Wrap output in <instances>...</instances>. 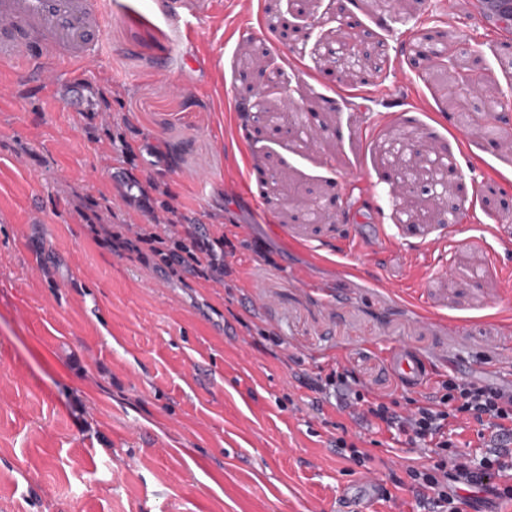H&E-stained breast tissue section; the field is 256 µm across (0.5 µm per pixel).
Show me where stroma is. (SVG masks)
<instances>
[{
    "label": "stroma",
    "mask_w": 512,
    "mask_h": 512,
    "mask_svg": "<svg viewBox=\"0 0 512 512\" xmlns=\"http://www.w3.org/2000/svg\"><path fill=\"white\" fill-rule=\"evenodd\" d=\"M171 2L108 0L83 80L0 69V512H349L370 474L391 497L363 512H425L395 481L428 450L383 431L369 468L343 461L336 439L357 425L336 394L313 410L303 380L337 358L358 390L401 403L449 375L512 385V109L474 111L456 79L504 98L512 25L489 31L482 0H197L188 35ZM291 5L313 29L287 41L275 17ZM349 19L379 41L375 68L317 57ZM426 35L442 64L420 58ZM249 39L265 71L243 66ZM260 87L294 102L273 147ZM401 129L453 160L464 223L401 215L383 154ZM146 142L160 161L121 151ZM133 177L156 184L158 219L171 205L197 233L225 225L234 289L93 238L143 223ZM379 224L377 258L348 261L345 237ZM393 344L420 383L399 379ZM389 358L403 375L418 382L421 378V370L418 362L411 353L402 345H393L388 350Z\"/></svg>",
    "instance_id": "35a3bbf8"
}]
</instances>
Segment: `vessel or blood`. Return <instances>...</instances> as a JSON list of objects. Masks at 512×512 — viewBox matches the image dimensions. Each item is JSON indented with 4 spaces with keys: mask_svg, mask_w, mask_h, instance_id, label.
Here are the masks:
<instances>
[{
    "mask_svg": "<svg viewBox=\"0 0 512 512\" xmlns=\"http://www.w3.org/2000/svg\"><path fill=\"white\" fill-rule=\"evenodd\" d=\"M103 20L102 0H0V66L40 80L64 67L82 78L100 55ZM388 355L404 376L420 380L419 364L404 346H391Z\"/></svg>",
    "mask_w": 512,
    "mask_h": 512,
    "instance_id": "b4317fda",
    "label": "vessel or blood"
}]
</instances>
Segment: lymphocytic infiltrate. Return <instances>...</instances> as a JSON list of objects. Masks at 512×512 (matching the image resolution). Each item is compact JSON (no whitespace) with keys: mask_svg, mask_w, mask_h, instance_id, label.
Masks as SVG:
<instances>
[{"mask_svg":"<svg viewBox=\"0 0 512 512\" xmlns=\"http://www.w3.org/2000/svg\"><path fill=\"white\" fill-rule=\"evenodd\" d=\"M172 265L187 267L198 279L225 285L234 272L233 250L224 230L176 238ZM354 379L341 364L312 379L311 391L323 394L335 387L343 408L363 429L387 430L410 445H429V464L407 471L410 488L421 502L440 512H463L480 495L512 501V386L482 384L451 376L438 380L435 393L421 394L412 408L400 413L383 397L353 391ZM475 423L486 448L480 461L462 449L457 435Z\"/></svg>","mask_w":512,"mask_h":512,"instance_id":"1","label":"lymphocytic infiltrate"}]
</instances>
